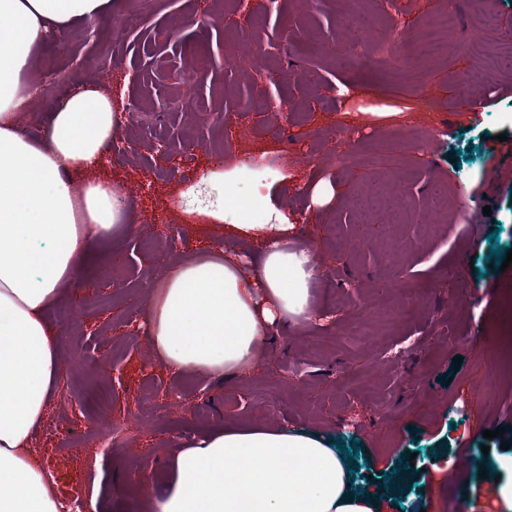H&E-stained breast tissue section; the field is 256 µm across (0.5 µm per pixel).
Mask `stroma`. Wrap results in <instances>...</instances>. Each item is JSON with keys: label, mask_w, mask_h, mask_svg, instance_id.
Wrapping results in <instances>:
<instances>
[{"label": "stroma", "mask_w": 512, "mask_h": 512, "mask_svg": "<svg viewBox=\"0 0 512 512\" xmlns=\"http://www.w3.org/2000/svg\"><path fill=\"white\" fill-rule=\"evenodd\" d=\"M131 8L116 0L111 15L50 39L25 75L37 82L47 63L56 72L54 91L20 119L37 136L70 91L98 84L99 60L111 55L125 149L90 174L153 184L175 204L173 223H136L111 239L124 281L98 272L76 291L82 335L59 339L66 366L31 442L60 501L95 497L97 512H140L167 484L175 448L206 430L261 423L357 449L353 479L381 512H471L477 500L484 512H512L499 492L512 484V266L487 263L491 229L512 249V72L458 93L480 56L512 36V0H279L271 11L265 0H153L133 31L116 24ZM451 9L465 40L450 36L447 54L419 59L422 27ZM485 10L497 30L479 27ZM356 11L396 30L413 63L382 62L375 39L348 47V68L317 54L345 45ZM258 100L291 109L271 127ZM438 130L446 136L425 163L416 143ZM290 149L300 162L285 163ZM382 182L403 197V223L352 206L358 190ZM436 182L448 186L444 216L428 208ZM254 190L266 222L288 225V250L317 259L310 317L271 326L252 372L220 381L175 372L146 333V281L213 248L251 274L263 246L235 229L225 203ZM217 208L223 220L210 218ZM399 287L415 291L404 323L393 312ZM362 315L367 338L356 333ZM100 357L119 376L99 372ZM93 386L111 396L127 435L89 460ZM496 428L503 437L483 438Z\"/></svg>", "instance_id": "35a3bbf8"}]
</instances>
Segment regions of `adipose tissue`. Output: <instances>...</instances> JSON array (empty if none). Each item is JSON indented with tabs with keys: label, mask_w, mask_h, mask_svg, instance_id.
Segmentation results:
<instances>
[{
	"label": "adipose tissue",
	"mask_w": 512,
	"mask_h": 512,
	"mask_svg": "<svg viewBox=\"0 0 512 512\" xmlns=\"http://www.w3.org/2000/svg\"><path fill=\"white\" fill-rule=\"evenodd\" d=\"M113 0H0V512H61L31 448L62 371L50 310L77 275L102 260L98 246L127 232L111 182L74 192L76 174L102 165L118 131L112 100L72 91L42 139L17 125L34 89L31 56L56 31L111 12ZM267 249L252 277L220 257L179 266L154 295L151 334L167 365L212 378L256 362L267 329L309 307L307 257L283 249L284 224H245ZM164 492L144 512H379L357 491L337 449L304 433L256 425L206 431L172 454Z\"/></svg>",
	"instance_id": "1"
}]
</instances>
